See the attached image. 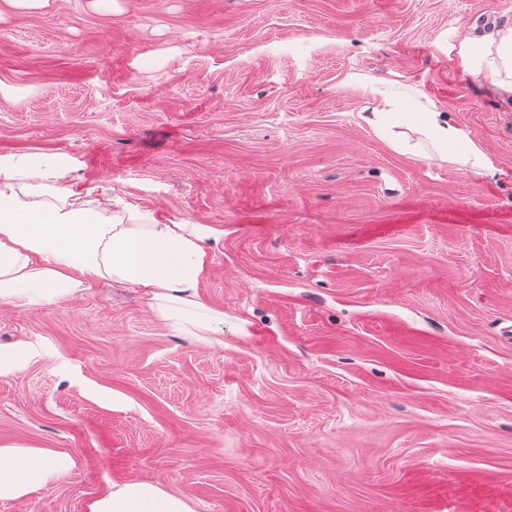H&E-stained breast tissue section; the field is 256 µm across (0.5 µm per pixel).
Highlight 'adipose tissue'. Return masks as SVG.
Listing matches in <instances>:
<instances>
[{"mask_svg":"<svg viewBox=\"0 0 512 512\" xmlns=\"http://www.w3.org/2000/svg\"><path fill=\"white\" fill-rule=\"evenodd\" d=\"M491 80L512 95V27L486 48ZM387 112L365 115L375 132L391 137L402 153L442 162L466 145L473 167L489 171L491 158L465 141L447 113L411 115L416 142L391 132ZM61 161L0 157V299L18 307L49 303L96 284L115 281L141 290L166 319L186 314L197 336L220 341L221 311L198 298L208 269L204 235L196 224H161L132 204L112 198L85 207L56 182ZM74 466L65 453L0 443V500H17L44 487L57 472ZM89 512H193L182 497L147 481L126 482L94 499Z\"/></svg>","mask_w":512,"mask_h":512,"instance_id":"obj_1","label":"adipose tissue"}]
</instances>
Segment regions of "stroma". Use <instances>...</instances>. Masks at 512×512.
<instances>
[{"label":"stroma","mask_w":512,"mask_h":512,"mask_svg":"<svg viewBox=\"0 0 512 512\" xmlns=\"http://www.w3.org/2000/svg\"><path fill=\"white\" fill-rule=\"evenodd\" d=\"M512 0H0V157L59 158L197 224L223 345L104 283L0 301V441L75 466L0 512L132 480L194 512H512ZM391 95L490 171L395 151ZM486 56L491 80L512 95V27L502 30L498 40L487 46Z\"/></svg>","instance_id":"obj_1"}]
</instances>
